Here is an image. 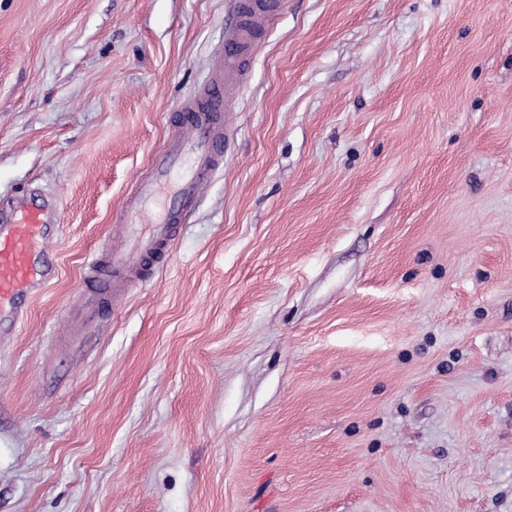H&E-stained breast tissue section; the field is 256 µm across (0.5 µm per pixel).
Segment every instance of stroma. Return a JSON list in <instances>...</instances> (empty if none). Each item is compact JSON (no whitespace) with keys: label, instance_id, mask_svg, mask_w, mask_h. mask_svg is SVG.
Here are the masks:
<instances>
[{"label":"stroma","instance_id":"35a3bbf8","mask_svg":"<svg viewBox=\"0 0 512 512\" xmlns=\"http://www.w3.org/2000/svg\"><path fill=\"white\" fill-rule=\"evenodd\" d=\"M225 0H0V512H512V0H288L165 262L66 337ZM59 220L53 200L32 194L0 206V346L13 342L28 301L54 279L43 254Z\"/></svg>","mask_w":512,"mask_h":512}]
</instances>
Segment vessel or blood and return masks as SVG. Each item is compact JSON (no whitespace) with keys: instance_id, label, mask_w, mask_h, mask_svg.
<instances>
[{"instance_id":"obj_1","label":"vessel or blood","mask_w":512,"mask_h":512,"mask_svg":"<svg viewBox=\"0 0 512 512\" xmlns=\"http://www.w3.org/2000/svg\"><path fill=\"white\" fill-rule=\"evenodd\" d=\"M226 2L224 49L207 85L180 106L164 147L150 159L149 173L125 200L111 244L84 265L81 301L71 316L78 330L143 283L148 259L164 257L185 213L224 163L228 112L245 81V65L287 0ZM59 219L56 203L46 198L26 195L0 206V346L13 342L29 300L55 276L43 254Z\"/></svg>"}]
</instances>
